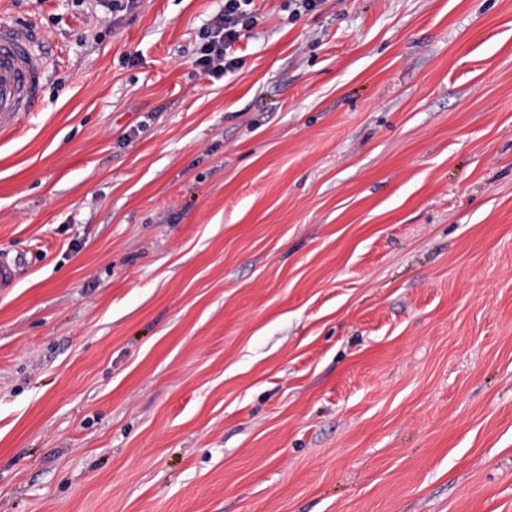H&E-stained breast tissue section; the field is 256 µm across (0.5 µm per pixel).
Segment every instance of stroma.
<instances>
[{
  "instance_id": "1",
  "label": "stroma",
  "mask_w": 512,
  "mask_h": 512,
  "mask_svg": "<svg viewBox=\"0 0 512 512\" xmlns=\"http://www.w3.org/2000/svg\"><path fill=\"white\" fill-rule=\"evenodd\" d=\"M0 0V512H512V0ZM253 0H225L224 11L213 18L202 35L194 63L210 78L221 79L239 68L240 60L231 51L248 28L250 18L247 7ZM46 78L41 52L27 31L0 24V131L15 129L39 99Z\"/></svg>"
}]
</instances>
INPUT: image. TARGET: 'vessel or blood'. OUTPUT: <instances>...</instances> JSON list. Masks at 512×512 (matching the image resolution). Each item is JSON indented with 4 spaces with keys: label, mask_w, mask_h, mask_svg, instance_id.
<instances>
[{
    "label": "vessel or blood",
    "mask_w": 512,
    "mask_h": 512,
    "mask_svg": "<svg viewBox=\"0 0 512 512\" xmlns=\"http://www.w3.org/2000/svg\"><path fill=\"white\" fill-rule=\"evenodd\" d=\"M46 70L27 31L0 24V131L15 129L36 104Z\"/></svg>",
    "instance_id": "vessel-or-blood-1"
}]
</instances>
